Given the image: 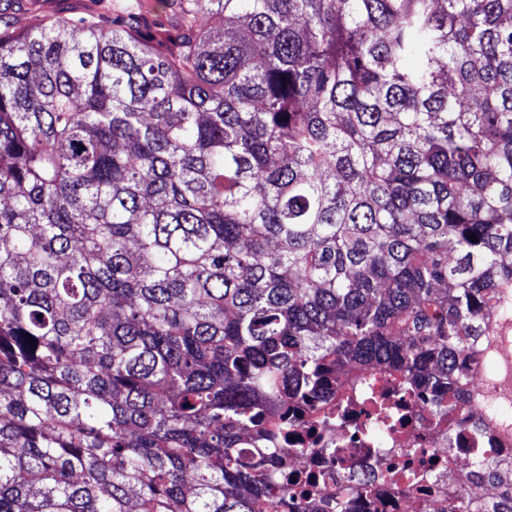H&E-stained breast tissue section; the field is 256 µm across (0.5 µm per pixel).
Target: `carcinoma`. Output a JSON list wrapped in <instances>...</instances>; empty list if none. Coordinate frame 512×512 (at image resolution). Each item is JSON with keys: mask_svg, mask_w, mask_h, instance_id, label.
<instances>
[{"mask_svg": "<svg viewBox=\"0 0 512 512\" xmlns=\"http://www.w3.org/2000/svg\"><path fill=\"white\" fill-rule=\"evenodd\" d=\"M178 11L0 29V512H278L286 383L442 423L512 333V0Z\"/></svg>", "mask_w": 512, "mask_h": 512, "instance_id": "carcinoma-1", "label": "carcinoma"}]
</instances>
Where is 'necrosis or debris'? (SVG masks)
<instances>
[{
  "label": "necrosis or debris",
  "mask_w": 512,
  "mask_h": 512,
  "mask_svg": "<svg viewBox=\"0 0 512 512\" xmlns=\"http://www.w3.org/2000/svg\"><path fill=\"white\" fill-rule=\"evenodd\" d=\"M470 367L472 383L485 399L512 402V342L500 345L494 374L486 373L478 354ZM379 401L385 413H378ZM329 407L340 417L329 431L320 430L309 414L299 415L294 429L304 453L289 458L284 476L303 485L314 483L322 494L360 478L372 479L377 499L351 496L348 512H427L449 487L463 484L459 462L486 454L512 456V428L489 426L482 405L453 411L436 431L428 400L405 393L378 372ZM441 472L448 473L450 484L435 481Z\"/></svg>",
  "instance_id": "4bbe7bcc"
}]
</instances>
